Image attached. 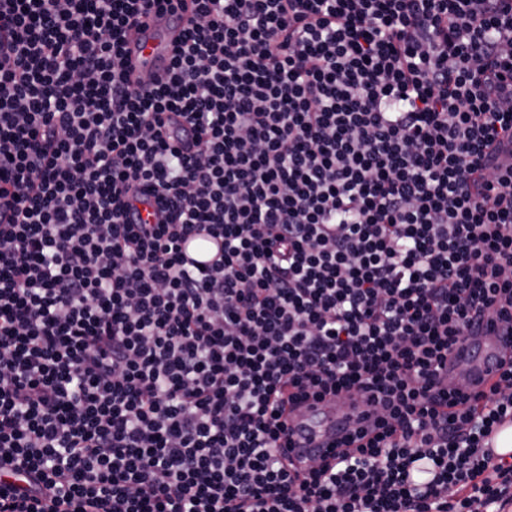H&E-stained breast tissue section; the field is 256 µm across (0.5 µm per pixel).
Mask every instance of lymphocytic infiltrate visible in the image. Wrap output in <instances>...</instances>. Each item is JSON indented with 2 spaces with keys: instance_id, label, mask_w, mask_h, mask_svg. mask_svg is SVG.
I'll return each mask as SVG.
<instances>
[{
  "instance_id": "obj_1",
  "label": "lymphocytic infiltrate",
  "mask_w": 512,
  "mask_h": 512,
  "mask_svg": "<svg viewBox=\"0 0 512 512\" xmlns=\"http://www.w3.org/2000/svg\"><path fill=\"white\" fill-rule=\"evenodd\" d=\"M156 2L0 0V512H512V353L440 375L512 326V0H175L136 85ZM354 393L378 432L281 456ZM188 20V11L166 9H155L143 19L140 34L128 45V69L133 82L150 84L164 77ZM496 333L469 338L448 357V379L463 387H488L496 379Z\"/></svg>"
}]
</instances>
